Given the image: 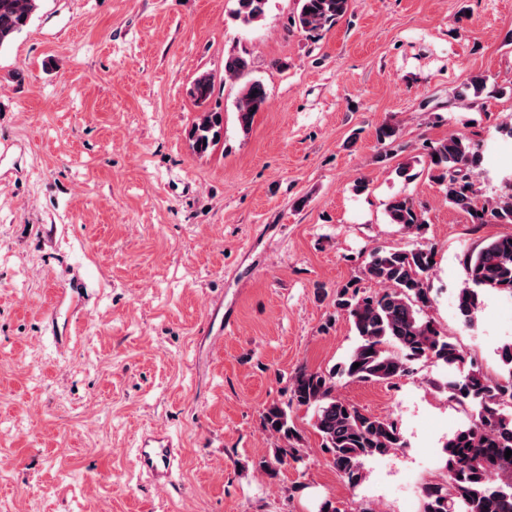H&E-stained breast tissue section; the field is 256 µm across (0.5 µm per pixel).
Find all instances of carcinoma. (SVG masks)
I'll return each instance as SVG.
<instances>
[{
	"mask_svg": "<svg viewBox=\"0 0 512 512\" xmlns=\"http://www.w3.org/2000/svg\"><path fill=\"white\" fill-rule=\"evenodd\" d=\"M236 17L252 24L265 16L268 0H236ZM350 0H298L293 26L317 35L348 10ZM38 0H0V47L29 24ZM251 61L239 54L224 57V75L241 79ZM215 77L199 73L189 96L200 107L186 131L192 151L204 156L224 139V113L205 108L214 92ZM268 101L265 86L248 80L236 102L240 132L251 129L255 115ZM427 173L446 186L448 202L465 211L474 224H512V182L508 192L477 205L474 174L482 156L478 145L463 135L450 134L429 148ZM388 223L408 234L421 231L425 220L407 196L392 197L386 207ZM434 266L432 249L414 244L408 248L379 247L369 254L367 276L382 286L365 295L353 286L336 292V308L347 314L357 343L339 366L324 372L298 369L290 379L288 399L273 403L262 413V426L276 435L283 447L256 467L271 478L280 468L303 460L302 436L291 413L312 411L320 449L339 477L351 488L365 479V463L400 451L408 444L398 423L370 415L338 394L339 380L389 382L412 375L416 365L432 361L448 366L452 376L433 386L448 400L471 411L444 446L446 480L421 488L423 512H512V344L501 348L502 366L488 372L472 355L442 332L428 314L433 305L426 281ZM465 285L457 295L462 322L474 326L485 292L512 299V237L489 241L463 256ZM358 368H353V364Z\"/></svg>",
	"mask_w": 512,
	"mask_h": 512,
	"instance_id": "1",
	"label": "carcinoma"
}]
</instances>
